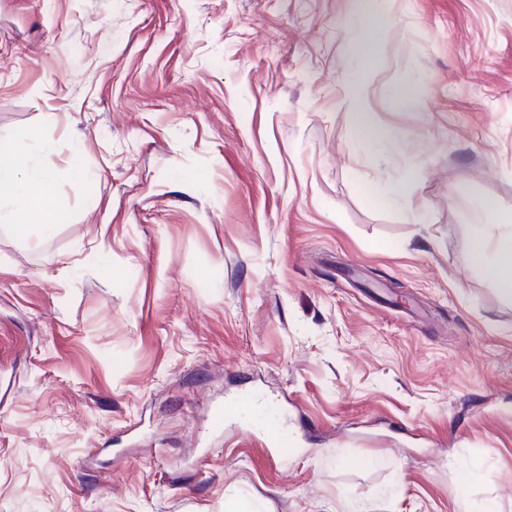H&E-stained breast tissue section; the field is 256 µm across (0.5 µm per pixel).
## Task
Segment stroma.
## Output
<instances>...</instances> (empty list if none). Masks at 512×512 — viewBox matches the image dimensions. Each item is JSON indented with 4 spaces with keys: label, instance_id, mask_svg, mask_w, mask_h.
I'll list each match as a JSON object with an SVG mask.
<instances>
[{
    "label": "stroma",
    "instance_id": "1",
    "mask_svg": "<svg viewBox=\"0 0 512 512\" xmlns=\"http://www.w3.org/2000/svg\"><path fill=\"white\" fill-rule=\"evenodd\" d=\"M348 9L0 0V139L65 204L0 222V512H512V302L465 259L512 215V0H377L371 156ZM246 392L291 447L210 427ZM346 51L351 55L356 67L345 85L342 104L350 114L359 145L370 153L393 138L395 132L388 127L371 124L367 117L368 109L362 91V79L371 55L370 40L355 34L346 45Z\"/></svg>",
    "mask_w": 512,
    "mask_h": 512
}]
</instances>
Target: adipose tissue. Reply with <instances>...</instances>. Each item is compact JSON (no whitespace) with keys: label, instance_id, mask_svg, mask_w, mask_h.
I'll return each instance as SVG.
<instances>
[{"label":"adipose tissue","instance_id":"obj_1","mask_svg":"<svg viewBox=\"0 0 512 512\" xmlns=\"http://www.w3.org/2000/svg\"><path fill=\"white\" fill-rule=\"evenodd\" d=\"M346 51L356 67L345 85L342 103L350 114L359 145L370 153L393 138L394 132L371 124L367 117L362 79L371 55L369 39L354 36ZM17 151L16 144L0 140V204L9 205L10 220L38 216L43 221H50L54 213L52 186L55 175L36 166L3 163V156L16 155ZM467 260L495 286L501 297L512 301V218L505 216L496 223L480 225L469 239Z\"/></svg>","mask_w":512,"mask_h":512}]
</instances>
